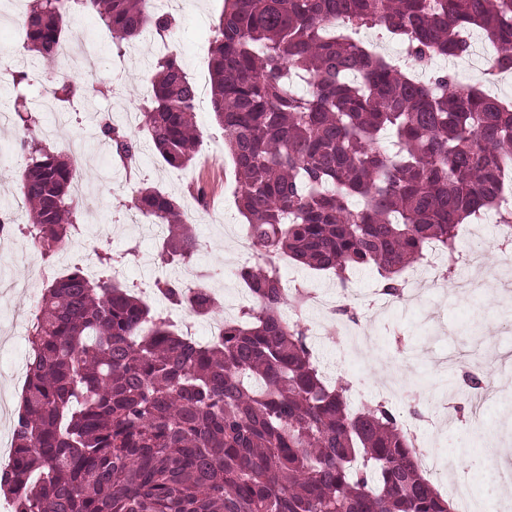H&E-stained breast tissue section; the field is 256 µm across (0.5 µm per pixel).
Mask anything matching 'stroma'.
<instances>
[{
  "label": "stroma",
  "instance_id": "1",
  "mask_svg": "<svg viewBox=\"0 0 512 512\" xmlns=\"http://www.w3.org/2000/svg\"><path fill=\"white\" fill-rule=\"evenodd\" d=\"M173 15L178 22L171 39L189 77H196L199 67L208 66L213 27L224 9V0H174ZM69 40L88 41L98 48L99 68L88 91L84 105L103 114L120 115L137 110L139 100L149 85L155 52L151 36L127 46L124 58H116L109 32L98 19L87 13L74 14L69 23ZM23 34L17 28L0 29V49L20 48ZM17 69L26 71L29 84L23 93L12 85L0 82V109L14 111L22 100L33 99L48 91L51 80L40 58L22 52ZM111 86L112 94L101 95L97 88ZM58 113L65 115L66 125L55 144L56 151L67 153L71 148H85L84 179L93 200V211L81 216L82 239H88L99 250L121 254L136 249V260L121 266L123 284L149 289L158 276L161 242L140 236L137 225L130 220L127 176L136 182L153 185L188 200L189 185L205 187L208 211L190 213L189 218L198 240V252L187 265L172 264L170 277L185 280L188 274L206 272L205 283L216 295L220 318H237L241 306L247 305L248 294L238 280L215 275L218 265L237 267L249 257L243 219L233 195L235 187L232 161L224 147V133L210 113L209 105L198 110L200 141L193 166L175 169L158 156L149 140L143 139L139 128L130 133L141 140L139 163L133 174L114 161L109 140L98 122L87 120L85 114L72 113L69 104H61ZM501 238L496 225L482 226L480 235L459 241L460 252L481 248L486 256L484 276L494 286L482 293L458 289L457 284L468 274L464 265L454 273L441 275L435 284L424 286L421 308L394 305L387 313L373 306L375 291L380 288L378 275L371 270L355 273L349 284L352 292L367 300L360 308L359 321L371 340L360 349H353L343 335L344 319L324 317L316 308L303 310L307 327H318L311 341L321 367L329 379L344 377L361 379L366 391L378 395L383 379L394 375V359L399 349L416 354L411 368L401 378L403 397L396 408L408 414L414 404L427 407L425 418L413 426L427 437L436 439L440 448L451 450L458 477L473 483L482 502V512H512V500L499 495L496 483L486 474L484 450L488 444L512 446V436L502 433L505 415H512V392L501 391L499 399L484 410L482 421H473L469 404L457 401L448 392V382L465 369L483 371L512 380V340L503 336L504 322L512 319V272L504 264L499 249ZM37 250L28 242L10 235H0V443L11 442V421L20 396L28 358L30 323L27 310L40 300L43 282L28 280L30 262L39 260ZM285 287L301 286L314 290L332 302H339L341 290L332 275L317 273L286 260L281 271ZM448 407L450 425L438 423L430 414L433 405Z\"/></svg>",
  "mask_w": 512,
  "mask_h": 512
}]
</instances>
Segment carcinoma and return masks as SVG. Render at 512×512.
<instances>
[{
    "mask_svg": "<svg viewBox=\"0 0 512 512\" xmlns=\"http://www.w3.org/2000/svg\"><path fill=\"white\" fill-rule=\"evenodd\" d=\"M214 26L210 104L233 162L239 213L254 261L235 271L251 303L223 332L196 343L112 278L127 254H97L47 283L0 494L14 512H449L423 474L404 418L385 401L359 410L349 382H327L276 260L331 271L374 268L390 297L432 244L455 251L459 226L484 213L512 235V105L448 74L401 71L353 36L379 27L419 64L468 55L477 29L494 66L512 73V0H225ZM96 13L117 54L172 17L152 0H31L23 48L59 65L71 14ZM53 96L84 84L56 71ZM197 88L180 61L157 57L140 125L169 166L192 163ZM14 149L26 161L20 198L46 260L77 232V162L40 138L42 115L16 110ZM132 165L138 143L100 125ZM391 136L392 149L375 145ZM141 214L166 226L160 259L198 251L177 199L135 186ZM171 306L208 318L209 288L158 276ZM294 318L284 316V310ZM464 396L486 375L466 371Z\"/></svg>",
    "mask_w": 512,
    "mask_h": 512,
    "instance_id": "carcinoma-1",
    "label": "carcinoma"
}]
</instances>
